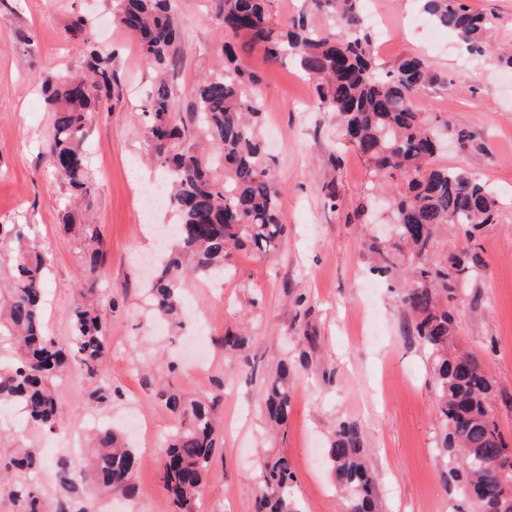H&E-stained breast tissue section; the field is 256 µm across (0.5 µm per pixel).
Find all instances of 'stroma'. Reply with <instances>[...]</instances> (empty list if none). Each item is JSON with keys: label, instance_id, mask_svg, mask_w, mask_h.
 <instances>
[{"label": "stroma", "instance_id": "1", "mask_svg": "<svg viewBox=\"0 0 512 512\" xmlns=\"http://www.w3.org/2000/svg\"><path fill=\"white\" fill-rule=\"evenodd\" d=\"M180 22L178 65L169 74L180 94L179 112L191 110V88L212 69L224 41L211 19L212 0H171ZM384 26L376 54L389 63L426 53L442 77L417 93L424 115L445 117L469 131L473 144L448 150L441 163L477 174L495 191V223L476 240L485 261L478 278L454 302L460 346L484 361L498 387L496 417L512 436V69L463 51L452 36L430 47L425 30L408 31L415 0H365ZM88 18V35L112 53L116 85L91 115L89 180L93 189L75 216L98 225L106 262L98 293L112 298L106 312L108 355L100 370L112 387L107 404L93 401V382L75 371L55 383L67 413L54 430L23 427L0 413V463L14 453L16 436L47 454L60 436L77 447L72 466L87 465L92 428L121 426L138 412L144 429L130 438L138 464V494L100 495L84 486L76 500L84 512H175L161 481L163 450L179 424L165 404L217 398L223 424L200 496L206 512H253L252 475L267 455H287L295 472L290 489L301 512H340L341 498L324 464L339 422L360 426L375 477L378 512H473L459 485L444 479L436 443V395L424 351L403 333L399 293L377 273L365 238L388 233L386 215L364 206L363 159L342 139L331 114L314 102L311 82L291 64L272 63L248 48L240 54L262 78V138L271 175L282 190L286 232L264 254L242 249L225 278L187 276L179 327L149 314L146 284L161 247L157 229L173 221L167 202L149 212L135 203L138 190L161 181V169L141 134L152 69L134 38L112 23L110 0H0V224H29L50 262L43 324L59 342L71 334L69 313L81 298L79 258L63 225L66 183L45 166L41 151L54 116L38 92L41 76H57L76 58L82 40L67 27ZM335 207H328V194ZM249 325L248 354L259 370L288 359L297 368L293 405L284 434L268 432L259 375L225 353V330Z\"/></svg>", "mask_w": 512, "mask_h": 512}]
</instances>
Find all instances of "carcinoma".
Returning a JSON list of instances; mask_svg holds the SVG:
<instances>
[{"instance_id": "1", "label": "carcinoma", "mask_w": 512, "mask_h": 512, "mask_svg": "<svg viewBox=\"0 0 512 512\" xmlns=\"http://www.w3.org/2000/svg\"><path fill=\"white\" fill-rule=\"evenodd\" d=\"M311 2L317 11L330 14L328 23L318 24L302 12L276 24L267 0H215L213 20L224 38V67L198 78L191 90L195 111L186 121L177 116L179 96L165 78L176 65L179 38L169 0H112L114 22L136 38L146 63L158 71L142 109V135L167 173L176 245L160 261L149 286L152 309L166 319L178 317L181 275H222L232 251L267 253L280 243L285 233L280 190L260 137L262 106L252 91L259 78L238 63L233 45L241 40L271 62L293 60L312 81L318 107L336 113L343 135L368 165L369 190L391 198L396 240L387 247L371 237L365 249L381 259L380 272L402 284L404 334L424 350L436 392L439 451L453 463L452 476L480 512H512V497L506 495L512 485V439L496 419L495 383L482 361L458 351L457 325L448 309L454 282L468 285L484 263L478 252L465 249L444 261L431 258L441 232L454 229L470 242L493 223L496 195L468 171L437 161L442 138L450 135L463 148L473 138L447 119L431 120L414 108L415 94L440 80L433 64L407 55L381 68L374 36L364 23L363 0ZM418 2L433 25L452 32L469 52L494 55L512 67V54L499 53L488 42L491 18L463 0ZM112 81V56L92 45L70 64L67 76L40 78L44 100L54 110L43 159L65 180L72 199L90 192V114L102 94H111ZM70 218L68 211L64 225L79 241L78 290L94 296L105 258L100 235L96 225L72 224ZM3 241L10 245L12 288L7 296L0 295V336L8 337L18 359L0 367V404L19 407L25 424L51 430L64 420L52 380L72 370L94 379L107 357L101 300L75 307L70 340L58 343L43 331L48 261L30 225L1 224ZM221 345L241 352L244 364L254 368L245 354L246 336L227 332ZM293 376L294 367L285 359L263 378L265 412L278 430L291 414ZM166 405L181 422L165 449L163 481L179 512H194L217 447L216 399L186 402L172 393ZM87 453L85 469L73 470L64 460L55 463L65 495L88 483L102 492H137L132 480L137 455L119 431L99 429ZM327 464L344 493V512H376L374 480L357 423L338 424ZM9 465L36 472L45 462L36 449L21 444ZM294 479L287 456L264 461L256 476L260 494L254 512H299L290 496ZM11 496L25 504V512H41L35 484H21Z\"/></svg>"}]
</instances>
